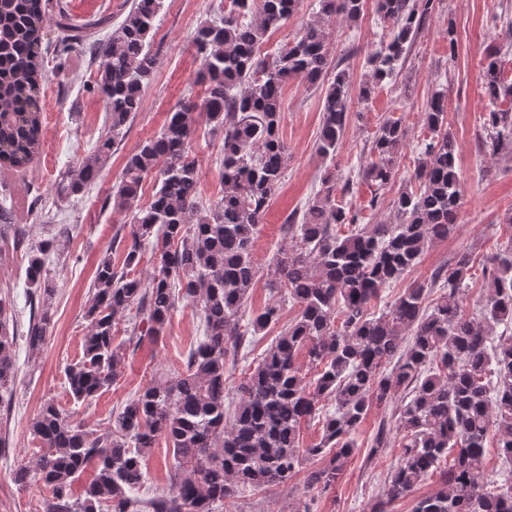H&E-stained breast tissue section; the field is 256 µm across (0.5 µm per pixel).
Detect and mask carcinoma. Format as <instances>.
I'll return each instance as SVG.
<instances>
[{
	"instance_id": "1",
	"label": "carcinoma",
	"mask_w": 512,
	"mask_h": 512,
	"mask_svg": "<svg viewBox=\"0 0 512 512\" xmlns=\"http://www.w3.org/2000/svg\"><path fill=\"white\" fill-rule=\"evenodd\" d=\"M320 20L272 57H260L268 32L294 13L297 0H231L219 20L201 26L194 44L201 64L204 97L170 113L161 133L132 154L106 205L129 214L130 239L122 267L100 261L87 316L90 333L79 362L67 367L76 403L93 399L125 368L122 344H114L117 316L132 311L128 342L138 348L159 336L179 297L199 302L203 336L186 357V369L171 380H150L115 417V430L96 436L70 420L52 402L44 403L31 430L42 454L19 466L15 482L36 484L50 494L46 512H215L246 487L285 484L301 471L304 458L320 462L307 470L309 492H325L343 477L357 448L355 435L372 406L385 405L397 391L409 400L395 409L403 436L397 463L369 512H392L413 498L411 512H512V485L483 479L488 438L512 464V335H494L512 323V240L485 267L480 307L465 313L457 298L470 276V258L434 270L430 279L406 289L385 315L367 308L382 288L418 264L425 248L448 239L458 223L461 185L455 145L445 129V95L435 94L425 112L432 138L416 173L420 192L404 190L393 200L390 224H356L337 204L335 184L307 204L300 224L288 220L291 247L274 258L271 288L287 290L300 306L298 316L265 351L239 384V401L224 405L231 374L226 365L248 336L279 320V306L244 320V304L258 268L254 239L268 201L288 162L280 137L282 90L300 79L325 81L331 53L329 22H355L365 0H319ZM163 0H133L123 21L97 47L101 64L95 84L112 136L96 143L57 196L80 195L102 175L118 138L142 105L154 66L150 36ZM376 13L391 24L387 40L369 58L379 81L393 77L407 59L413 39L433 9V0H374ZM50 21L46 0H0V169L25 171L38 153L42 135L41 52ZM483 88L491 109L483 127L493 148L512 154V82L504 76L500 48L485 50ZM350 82L336 73L323 94L322 126L316 152L336 153L347 119ZM210 131L222 136L223 195L199 206L201 172L189 152L195 111ZM408 131L388 119L371 145L364 177L387 186L398 167ZM156 174L152 202L138 205L144 177ZM350 226L342 235L337 227ZM152 245L153 271L135 273L145 244ZM49 240L27 253L26 275L33 294L49 299L53 286L46 261ZM448 294L425 304L432 288ZM12 315L0 299V390L15 383ZM48 311L29 326L28 344H43ZM319 368L314 387L305 383L298 355ZM330 397L320 442L300 446V424L319 415ZM172 451L170 491L149 502L131 496L144 482L143 461L159 441ZM93 478L83 494L73 484L87 469ZM433 492L416 496L426 479Z\"/></svg>"
}]
</instances>
